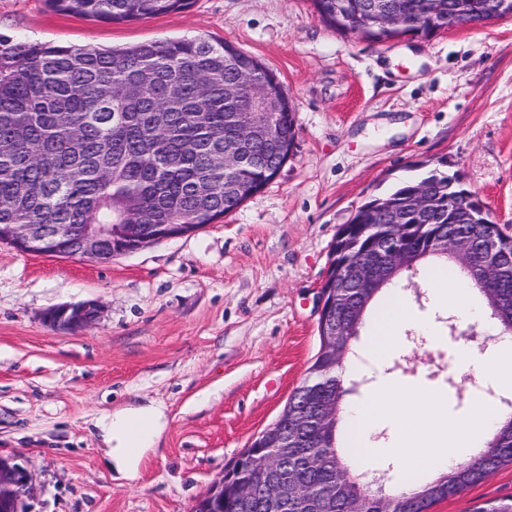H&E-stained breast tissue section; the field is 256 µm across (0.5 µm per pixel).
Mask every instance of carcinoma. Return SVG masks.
I'll return each instance as SVG.
<instances>
[{"mask_svg":"<svg viewBox=\"0 0 512 512\" xmlns=\"http://www.w3.org/2000/svg\"><path fill=\"white\" fill-rule=\"evenodd\" d=\"M55 12L120 23L183 12L190 0H46ZM320 19L336 30L372 41L390 39L385 32L362 34L353 26L368 0H312ZM412 17L431 15L448 23V0H392ZM248 74L263 86L274 75L254 57L230 43L193 37L154 41L125 48L100 49L23 41L0 33V225L69 224L78 233L85 224L117 225L115 233L155 238L160 224H209L210 214L237 210L279 173L295 146L294 115L289 102L280 111V134L274 140L245 143L240 161L224 168L215 153L237 132L239 114L249 111L253 91L224 97V83ZM422 185L448 208V172L439 161L420 169L357 208L350 225L373 222V212L396 207L406 227L402 247L415 255L414 264L390 271L388 280L362 305L353 335L369 316L388 307L381 292L402 275L450 273L471 283L468 272L438 245L445 224L435 214L423 221L410 207ZM454 230L480 244L484 227L459 215ZM505 242L502 262L508 277L492 292L512 312V235L496 230ZM341 363L318 350L298 397L313 406L330 394L351 393L338 376ZM316 463L309 494L323 498V478L356 465V450L341 451L337 429L324 430L314 419L300 427L282 426ZM512 463V443L495 457L482 456L468 468L464 483L484 482L502 465ZM336 496L335 512H345L344 497L360 494L358 476ZM442 477L417 481V488L395 492L403 512H429L438 501L456 496L441 487L427 491ZM473 512H512V496L476 507Z\"/></svg>","mask_w":512,"mask_h":512,"instance_id":"cac0c4a2","label":"carcinoma"}]
</instances>
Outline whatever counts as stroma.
<instances>
[{
	"label": "stroma",
	"mask_w": 512,
	"mask_h": 512,
	"mask_svg": "<svg viewBox=\"0 0 512 512\" xmlns=\"http://www.w3.org/2000/svg\"><path fill=\"white\" fill-rule=\"evenodd\" d=\"M1 32L101 48L221 39L272 72L295 111L292 156L221 222L106 263L0 243V455L32 471L29 512H192L306 378L337 230L416 165L446 161L512 234V18L372 42L324 24L311 0H193L114 24L0 0ZM403 298L432 339L402 328L399 348L380 354L354 338L365 381L346 402L383 379L465 410L472 389L447 382L458 342L445 315L429 292ZM88 302L101 314L78 330L44 321ZM149 404L167 425L127 478L108 466L96 421ZM510 495L507 464L431 512Z\"/></svg>",
	"instance_id": "1"
}]
</instances>
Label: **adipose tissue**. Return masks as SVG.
I'll return each instance as SVG.
<instances>
[{"instance_id":"ef3b65f1","label":"adipose tissue","mask_w":512,"mask_h":512,"mask_svg":"<svg viewBox=\"0 0 512 512\" xmlns=\"http://www.w3.org/2000/svg\"><path fill=\"white\" fill-rule=\"evenodd\" d=\"M428 286L434 307L456 313L463 324L480 325L495 338L493 346L483 352L459 344L453 360L459 374L474 375L482 386L511 390L512 335L500 334L498 324L487 320L483 304L472 298L467 286L447 288L437 280L429 281ZM501 420L499 410L481 395L473 398L468 410L450 415L438 394L385 383L348 408L344 427L357 432L371 457L389 458L402 470L421 467L438 474L483 447ZM382 422L391 424L392 433L387 443L378 447L370 435ZM165 424L164 410L155 405L98 418L112 469L122 474L133 472L143 449L154 443Z\"/></svg>"}]
</instances>
